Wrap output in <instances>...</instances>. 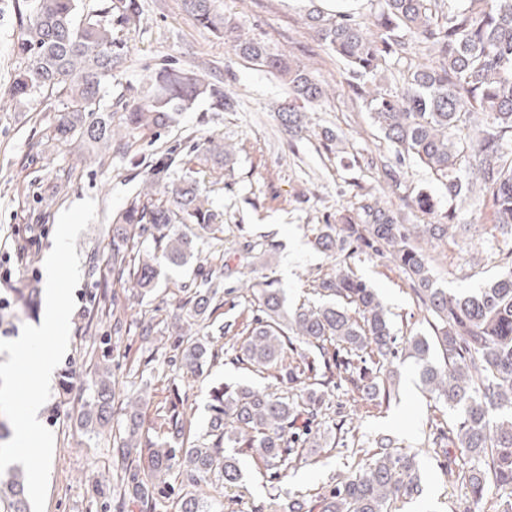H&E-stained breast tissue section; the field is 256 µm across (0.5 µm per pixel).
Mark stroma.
<instances>
[{"label":"stroma","mask_w":512,"mask_h":512,"mask_svg":"<svg viewBox=\"0 0 512 512\" xmlns=\"http://www.w3.org/2000/svg\"><path fill=\"white\" fill-rule=\"evenodd\" d=\"M139 3L140 20L127 33L128 61L114 74L113 92L142 87L161 68L189 69L223 82L234 98L231 109L214 111L207 101H199L176 115L165 130L145 132L123 150L82 162L66 147L48 140L56 112L42 99L0 109V297L11 302L0 320V340L17 339L24 325L40 321V312L29 311L16 297L30 287L45 289L44 263L60 213L88 197L97 204L96 220L76 243L81 278L73 292L76 311L70 319V344L55 369L51 396L40 409L42 423L55 439L45 512H113L112 493L125 464L112 451L111 430L86 429L77 419L96 364L110 366L117 402L140 398L144 429L152 439L158 436L172 392H179L192 419L191 433L198 436L206 429L213 387L225 382L268 386L263 375L221 358L199 376L187 375L173 349L177 339L173 331L164 330L154 353L142 345L136 326L145 314L172 322L185 288L193 285L200 270L221 280L226 289L224 320L246 326L251 314L243 310L236 281L226 273L227 266L237 263L234 242L272 244L266 273L282 290L286 308L313 298V288L321 279L348 266L375 289L396 330L432 333L410 280L388 256L362 248L334 259L313 245L319 225L336 223L367 194L378 197L407 224L435 221L433 215L417 209L420 192L432 194L439 211L449 207L444 187L426 167L412 160L396 164L392 144L349 86L344 64L311 27L307 18L311 5H324L325 0L215 2L217 11L241 34L265 39L274 51L300 62L322 83L326 95L307 105L306 130L298 137L289 136L278 119L277 111L288 98V87L280 78L237 58L223 38L196 23L183 0ZM18 34L15 0H0V99L6 98L23 65L13 53ZM324 129L336 134V150L324 147L320 138ZM211 137L224 138L237 148L224 169L198 159ZM173 146L192 156L200 191L224 226V259L213 260V240L199 237L188 263L162 267L156 288L145 297L113 286L118 319L99 321L98 304L112 255V218L142 190L155 155ZM47 199L53 202L48 209L43 206ZM455 209V221L462 226L459 236L440 240L424 236L416 241L430 258L438 284L466 291L511 271L512 238L496 227L491 202L460 203ZM18 239L27 243L21 260L9 255ZM396 370L399 390L388 402L357 403L353 391L342 389L336 392L329 415L334 419L353 415L361 440L388 434L401 449L417 453L423 493L411 501H397L396 512H461L467 489L449 482L440 462L425 451L429 434L450 423L452 416L446 409L431 407L412 361ZM239 460L240 499L230 500L220 485L192 486L187 474L176 469L166 478L161 512H175L178 498L193 488L206 499L224 501V512H260L271 490L263 462L252 451L240 454ZM364 462V456L341 446L320 448L304 453L302 463L289 470L280 487L308 499L332 477Z\"/></svg>","instance_id":"obj_1"}]
</instances>
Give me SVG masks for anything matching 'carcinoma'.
Returning <instances> with one entry per match:
<instances>
[{
	"label": "carcinoma",
	"instance_id": "1",
	"mask_svg": "<svg viewBox=\"0 0 512 512\" xmlns=\"http://www.w3.org/2000/svg\"><path fill=\"white\" fill-rule=\"evenodd\" d=\"M371 20L348 11L326 16L310 13L327 49L346 66L353 91L373 123L394 146L396 159L413 158L445 186L448 204L491 198L495 223L512 237V0H377ZM203 28L224 36L233 54L280 76L288 85V105L279 112L294 136L305 126V105L326 90L307 68L273 51L262 39L238 33L215 9V0H184ZM19 35L14 51L23 60L8 96L22 106L35 97L59 102L51 139L80 152L105 155L114 136L136 138L167 125L172 115L208 99L218 110L230 105L224 86L193 70L162 68L143 95L133 101L105 103L115 71L128 59L120 32L140 13L137 0H100L82 11L81 0H21L15 4ZM415 47L428 51L425 62L408 63L401 87L376 85L389 64L409 58ZM233 151L224 139L207 141L205 160L224 168ZM176 155L155 159L146 183L113 218L112 280L141 295L154 288L159 268L181 266L194 253L192 236L177 228L193 224L210 236L224 233L216 215L204 206L187 167L176 176ZM455 212L435 224H405L374 196L363 198L356 216L344 226L323 224L314 244L334 257L349 238L372 248L385 247L410 279L416 297L430 314L433 335L399 336L387 310L365 281L340 270L316 286L328 301L302 304L289 312L280 289L266 275L242 282V296L252 319L240 333L222 323L216 333L224 353L237 365L268 372L277 387L259 389L226 383L212 392L207 431L190 438L191 420L172 406L160 427L165 438L143 443L139 401L114 419L111 370L96 367L88 399L79 413L85 428L112 426V451L127 463L117 507L130 497L143 512H157L156 481L174 465L200 485L238 487V454L252 450L270 479L295 467L300 448H321L327 430L319 421L329 410V392L349 384L363 399L391 396L394 363L411 359L419 367L421 389L455 412L452 426L430 440L431 455L443 467L461 457L457 477L469 489L466 512H485L489 489L497 492L494 512H512V271L487 286L451 293L438 286L430 261L413 244L422 233L443 239L456 233ZM186 290L179 303L178 333L184 325L205 321L221 308L218 285L209 275ZM213 332L189 336L174 345L187 372L196 375L214 358ZM367 462L330 484L310 500L309 512H390L397 498L423 493L416 455L393 447L380 435ZM224 504L201 502L187 492L179 512H223ZM0 512H31L20 471L0 476Z\"/></svg>",
	"mask_w": 512,
	"mask_h": 512
}]
</instances>
